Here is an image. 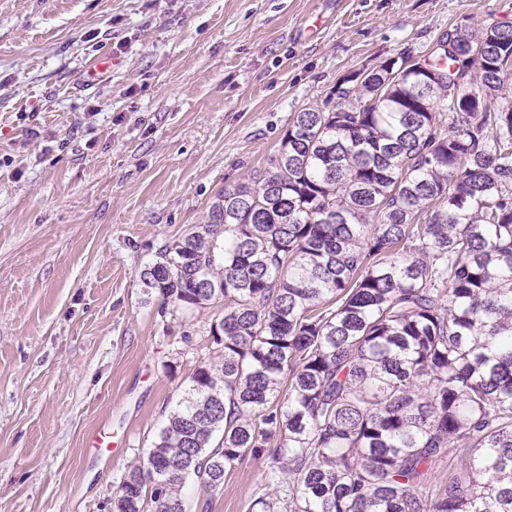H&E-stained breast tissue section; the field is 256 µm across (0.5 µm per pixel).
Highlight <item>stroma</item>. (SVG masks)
<instances>
[{
  "label": "stroma",
  "mask_w": 512,
  "mask_h": 512,
  "mask_svg": "<svg viewBox=\"0 0 512 512\" xmlns=\"http://www.w3.org/2000/svg\"><path fill=\"white\" fill-rule=\"evenodd\" d=\"M461 21L512 0H0V512H112L222 310L160 317L140 270L295 112ZM266 469L187 482V512H255Z\"/></svg>",
  "instance_id": "obj_1"
}]
</instances>
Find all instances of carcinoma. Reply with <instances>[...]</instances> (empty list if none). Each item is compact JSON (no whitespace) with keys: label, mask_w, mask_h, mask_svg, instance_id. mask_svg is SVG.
I'll use <instances>...</instances> for the list:
<instances>
[{"label":"carcinoma","mask_w":512,"mask_h":512,"mask_svg":"<svg viewBox=\"0 0 512 512\" xmlns=\"http://www.w3.org/2000/svg\"><path fill=\"white\" fill-rule=\"evenodd\" d=\"M512 25L457 23L289 120L139 273L216 303L215 360L113 500L186 512L245 459L260 512H512ZM466 474L433 478L451 454Z\"/></svg>","instance_id":"obj_1"}]
</instances>
